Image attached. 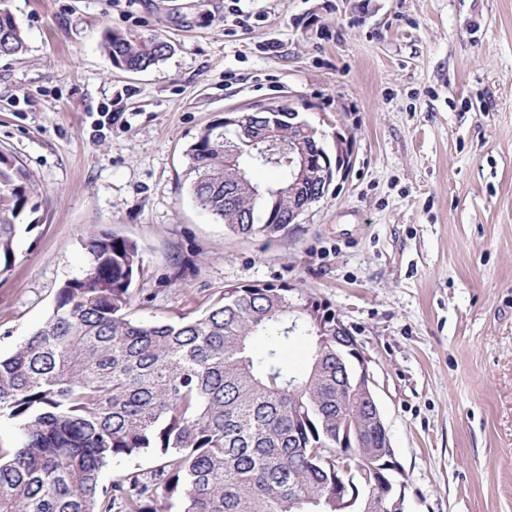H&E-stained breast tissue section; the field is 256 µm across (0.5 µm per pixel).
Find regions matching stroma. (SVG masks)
<instances>
[{"instance_id": "stroma-1", "label": "stroma", "mask_w": 512, "mask_h": 512, "mask_svg": "<svg viewBox=\"0 0 512 512\" xmlns=\"http://www.w3.org/2000/svg\"><path fill=\"white\" fill-rule=\"evenodd\" d=\"M0 0V149L39 187L0 274V354L50 316L107 232L141 252L132 318L201 314L230 286L329 304L368 360L406 512H512V0ZM172 50L128 72L105 34ZM303 104L351 164L300 223L233 235L188 191L225 111ZM23 49V39L18 27L8 14H0V53L17 54Z\"/></svg>"}]
</instances>
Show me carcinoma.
<instances>
[{
    "mask_svg": "<svg viewBox=\"0 0 512 512\" xmlns=\"http://www.w3.org/2000/svg\"><path fill=\"white\" fill-rule=\"evenodd\" d=\"M162 37L106 33L114 66L145 71L166 58ZM23 39L0 14V53ZM224 130L219 121L189 146V191L233 233H275L288 219V164L263 160L264 141L288 143L300 128L288 113L276 125ZM266 190L224 194L226 162ZM273 167L282 178L261 183ZM38 186L25 165L0 151V271L14 255L16 227L39 209ZM82 275L59 289L49 318L0 357V421L18 430L0 448V512H371L387 489L385 435L359 403L355 358L319 336L315 322H336L329 305L295 300L286 285L224 289L203 314L176 322L128 317L141 257L136 243L108 233L85 244ZM268 338L263 349L255 342ZM311 340L310 366L296 374L285 349ZM155 453L151 471H130L109 484L102 470L116 458ZM349 462L336 497V457Z\"/></svg>",
    "mask_w": 512,
    "mask_h": 512,
    "instance_id": "cac0c4a2",
    "label": "carcinoma"
}]
</instances>
